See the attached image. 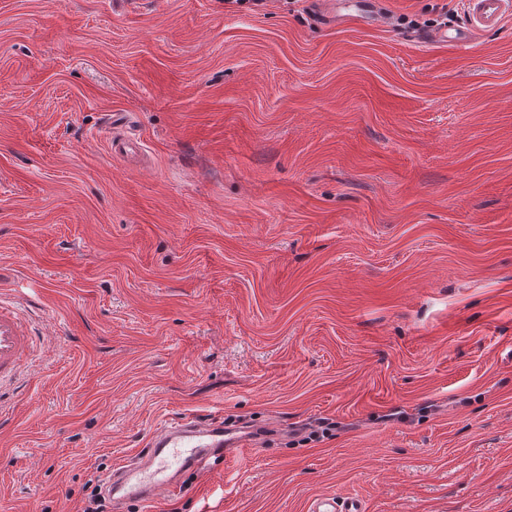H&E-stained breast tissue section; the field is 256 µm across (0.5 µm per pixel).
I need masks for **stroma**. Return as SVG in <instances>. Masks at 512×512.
Masks as SVG:
<instances>
[{
    "label": "stroma",
    "mask_w": 512,
    "mask_h": 512,
    "mask_svg": "<svg viewBox=\"0 0 512 512\" xmlns=\"http://www.w3.org/2000/svg\"><path fill=\"white\" fill-rule=\"evenodd\" d=\"M375 8L0 0V279L39 336L0 512H83L212 414L270 436L109 512H512V15ZM509 3L507 0H466L468 27L459 34L464 35L463 39H469L471 34L497 27L509 11ZM362 503L356 499L338 500L336 498L317 499L311 512H364Z\"/></svg>",
    "instance_id": "1"
}]
</instances>
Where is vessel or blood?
Here are the masks:
<instances>
[{"instance_id": "b4317fda", "label": "vessel or blood", "mask_w": 512, "mask_h": 512, "mask_svg": "<svg viewBox=\"0 0 512 512\" xmlns=\"http://www.w3.org/2000/svg\"><path fill=\"white\" fill-rule=\"evenodd\" d=\"M465 5L469 22L462 33L468 37L497 27L512 9V0H465ZM32 303L24 292L9 301L0 299V387L19 383L21 369L34 350V340L23 323V314ZM256 444V431L226 428L223 418H187L151 438L139 465L115 467L106 485L126 500L148 502L157 490L177 487L184 471L205 467L210 458L225 459ZM311 512H364V508L356 499L321 498Z\"/></svg>"}]
</instances>
